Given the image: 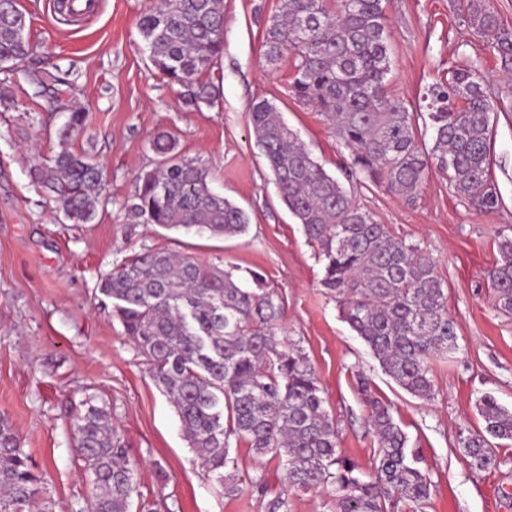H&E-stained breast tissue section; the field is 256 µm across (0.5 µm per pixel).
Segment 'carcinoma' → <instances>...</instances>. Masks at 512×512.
I'll use <instances>...</instances> for the list:
<instances>
[{
    "mask_svg": "<svg viewBox=\"0 0 512 512\" xmlns=\"http://www.w3.org/2000/svg\"><path fill=\"white\" fill-rule=\"evenodd\" d=\"M463 22L486 39L504 66L512 64V28L500 23L489 0H462ZM139 31L154 68L185 88V103L209 100L199 77L224 50V0H159L146 9ZM38 46L28 37L15 0H0V67L41 84L70 85L60 69L32 74L20 64ZM386 0H281L265 35L266 61L290 59V96L315 108L349 151L346 180L370 182L414 198L431 167L448 176L456 196L492 213L500 197L491 176L495 111L487 78L476 65L448 68V79L427 89L433 145L418 134L419 113L388 92L391 71ZM249 125L280 198L301 224L323 262L322 284L339 303L344 322L412 396L434 389L429 360L458 348L448 296L436 263L416 244L392 236L339 178L328 175L267 100L249 107ZM87 115L71 110L58 133L59 151L35 168V178L69 221L93 220L102 169L72 141ZM176 140H152L157 165L140 175L128 210L160 228L239 237L245 211L210 187L208 171L175 153ZM498 309L512 313V238L499 243L489 271ZM242 287L221 268L166 248L144 246L116 266L100 291L172 404L182 435L203 471L227 496L239 491L237 448L260 463H277L284 486L265 512H290L288 491L325 488L328 512H424L432 483L408 448L407 434L365 377L356 386L368 408L376 448L369 473L339 449L336 421L324 408L318 379L283 334L282 299L266 276L249 272ZM75 422L77 451L94 488L76 512H161L140 500L137 462L112 432L105 411L89 397ZM483 429L460 440L479 470L501 463V442H512V411L491 396L477 404ZM43 473L9 421L0 417V512H53L42 498Z\"/></svg>",
    "mask_w": 512,
    "mask_h": 512,
    "instance_id": "carcinoma-1",
    "label": "carcinoma"
}]
</instances>
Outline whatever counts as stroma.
Wrapping results in <instances>:
<instances>
[{"instance_id":"stroma-1","label":"stroma","mask_w":512,"mask_h":512,"mask_svg":"<svg viewBox=\"0 0 512 512\" xmlns=\"http://www.w3.org/2000/svg\"><path fill=\"white\" fill-rule=\"evenodd\" d=\"M61 0H17L32 43L49 55L26 59L39 73L60 66L74 86L63 108L44 90L18 84L0 71V416L18 434L33 464L45 473L53 512H76L92 487L76 452L73 417L85 395L96 398L112 428L139 462L144 499L170 512H265L264 491L276 492L283 473L257 465L239 447L243 483L233 497L208 479L184 440L173 407L112 315L100 280L142 246L168 248L207 262L267 275L284 302V327L306 355L324 391L346 456L369 466L376 446L356 374L388 405L432 483L426 512H512V448L500 468L471 467L459 445L480 429L476 401L494 397L512 410V316L497 308L487 272L498 243L512 236V73L458 15L459 0H388L392 94L408 107L427 87L444 81L450 65L477 63L498 110L492 177L497 212L473 209L429 169L414 201L369 183L351 184L357 201L391 234L419 245L437 264L448 295L459 351L431 364L434 396L420 399L384 373L369 348L343 321L322 285L323 263L281 201L249 126L250 103L268 100L323 168L339 175L348 153L334 129L288 92L289 60L264 58L268 17L280 0H224V53L203 79L211 101L185 106L180 86L154 70L138 22L149 0H95L65 21ZM88 110V130L73 143L103 169L104 189L91 223L66 220L33 176L59 149L58 132L70 106ZM161 132L178 140L181 157L209 170L214 190L247 213L246 235L224 239L167 231L138 223L126 204L139 176L154 168L151 142Z\"/></svg>"}]
</instances>
